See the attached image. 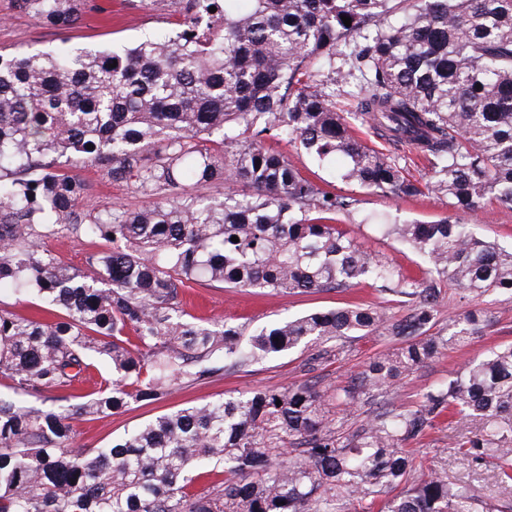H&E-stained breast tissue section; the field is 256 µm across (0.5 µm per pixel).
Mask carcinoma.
<instances>
[{
    "label": "carcinoma",
    "mask_w": 512,
    "mask_h": 512,
    "mask_svg": "<svg viewBox=\"0 0 512 512\" xmlns=\"http://www.w3.org/2000/svg\"><path fill=\"white\" fill-rule=\"evenodd\" d=\"M14 2L62 33L86 5ZM159 2L171 27L122 51H0V295L34 294L58 311L0 307V379L16 394L0 396V512H494L439 466L419 472L408 445L445 416L473 421L456 456L494 461L511 485L512 344L448 375L414 409L343 426L360 395L477 333L485 316L467 309L431 334L441 282L470 302L512 299V248L447 218L384 223L430 265L403 275L336 224L359 200L321 188L265 142L339 156L341 180L373 192L420 193L399 158L353 134L359 118L423 153L434 173L425 188L456 209L487 197L512 208V0ZM320 62L359 81L351 112L314 79ZM85 167L150 202L87 203ZM51 238L106 247L78 270L45 248ZM202 282L279 294L366 282L401 313L317 309L247 336L183 308L181 288ZM381 334L400 346L333 394L310 381L250 391L159 415L105 447L76 444L79 417L159 402L299 347L337 356L338 342ZM93 370L94 392L71 393ZM213 471L224 480L196 487Z\"/></svg>",
    "instance_id": "cac0c4a2"
}]
</instances>
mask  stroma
<instances>
[{"mask_svg": "<svg viewBox=\"0 0 512 512\" xmlns=\"http://www.w3.org/2000/svg\"><path fill=\"white\" fill-rule=\"evenodd\" d=\"M89 2L91 9L84 14L80 23L62 34L39 25L19 12L13 0H0V49L38 52L93 44L121 50L134 45L145 33L168 28L171 21L169 11L159 4L153 6L146 2L131 8L126 0ZM358 136L370 148L405 158L413 178L422 182L430 179L431 170L423 155L379 139L365 126L360 127ZM292 159L304 175L324 188L359 200L358 212L342 218V228L356 238L367 252L403 273L420 274L424 267L420 253L395 236L363 223L364 215L387 214L398 224H428L456 216L462 223L471 225L478 236L505 245L512 244V209L495 200H485L477 211L459 215L449 204L447 196L429 193L410 198L387 197L344 183L339 175V164H319L302 151L293 154ZM82 176L89 186L90 203L102 207L115 204L139 206L143 203L142 198L132 197L125 184L107 181L96 170H83ZM187 297L188 310L192 315L243 324L250 330L311 310L344 304L378 306L392 313L399 310L395 302L389 301L387 296L370 286L336 292L282 295L253 288L195 284L188 288ZM482 306L487 311L488 322L476 336L467 344L436 356L413 373L401 376L389 391L360 400L344 424L345 431H354L376 409L386 406L417 407L426 388L446 380L449 373L462 369L486 350L512 343V300L493 296L485 298ZM398 345V339L392 336L356 338L346 344L339 357L322 362L311 361V349L301 347L258 364L249 371H228L201 384L177 390L160 403L135 405L119 414L76 421V441L86 448H98L158 415L224 395L281 388L305 380L318 382L323 388L341 387L378 354L393 350ZM473 429V424L466 420L452 424L439 422L418 441L419 459L426 462L447 461L449 479L468 485L477 500L494 505L512 502V487L498 483L493 467H473L456 458V441Z\"/></svg>", "mask_w": 512, "mask_h": 512, "instance_id": "35a3bbf8", "label": "stroma"}]
</instances>
